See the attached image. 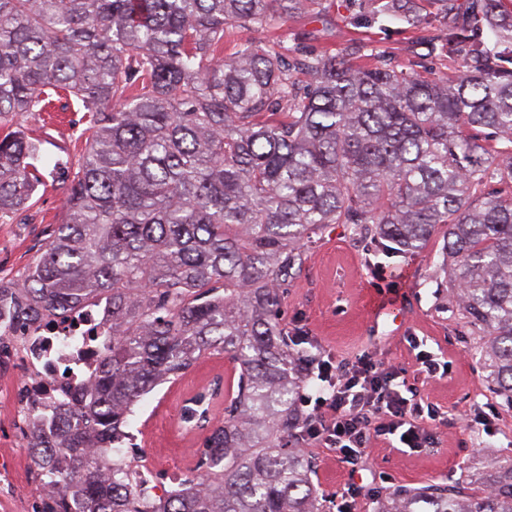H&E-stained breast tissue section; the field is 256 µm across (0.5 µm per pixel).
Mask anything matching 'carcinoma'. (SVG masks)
<instances>
[{"label":"carcinoma","instance_id":"cac0c4a2","mask_svg":"<svg viewBox=\"0 0 512 512\" xmlns=\"http://www.w3.org/2000/svg\"><path fill=\"white\" fill-rule=\"evenodd\" d=\"M321 0H0V223L26 224L45 175L19 119L61 89L83 109V147L45 247L0 278V317L61 320L112 305L99 368L52 432L20 428L31 481L70 495L34 512H322L309 378L282 304L331 224L391 256L443 245L432 277L477 336L512 412V0H425L430 53L452 75L371 67L278 41L235 44ZM458 8V22L443 23ZM384 10L420 17L415 0ZM224 355L238 372L185 401L202 435L195 472L161 495L112 452L141 398ZM112 466L108 485L101 466ZM373 512H512V454L454 484L401 486Z\"/></svg>","mask_w":512,"mask_h":512}]
</instances>
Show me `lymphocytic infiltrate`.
Masks as SVG:
<instances>
[{"mask_svg": "<svg viewBox=\"0 0 512 512\" xmlns=\"http://www.w3.org/2000/svg\"><path fill=\"white\" fill-rule=\"evenodd\" d=\"M315 386L302 401L314 418L302 432L308 448H327L350 463L361 460L372 440L418 452L435 447L432 422L447 424L437 405L394 365L366 352L343 358L322 351L312 372Z\"/></svg>", "mask_w": 512, "mask_h": 512, "instance_id": "obj_1", "label": "lymphocytic infiltrate"}]
</instances>
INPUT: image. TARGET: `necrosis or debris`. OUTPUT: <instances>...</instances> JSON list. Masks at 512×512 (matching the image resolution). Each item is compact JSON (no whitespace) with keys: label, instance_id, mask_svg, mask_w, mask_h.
<instances>
[{"label":"necrosis or debris","instance_id":"4bbe7bcc","mask_svg":"<svg viewBox=\"0 0 512 512\" xmlns=\"http://www.w3.org/2000/svg\"><path fill=\"white\" fill-rule=\"evenodd\" d=\"M112 309L107 302L72 312L65 322H36L17 329L0 320V331L12 336L25 374L21 387L27 409L51 413L54 407L74 402L98 367L99 338L112 326Z\"/></svg>","mask_w":512,"mask_h":512}]
</instances>
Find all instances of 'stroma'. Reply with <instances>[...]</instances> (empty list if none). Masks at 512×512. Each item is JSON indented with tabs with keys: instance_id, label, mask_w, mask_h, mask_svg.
<instances>
[{
	"instance_id": "1",
	"label": "stroma",
	"mask_w": 512,
	"mask_h": 512,
	"mask_svg": "<svg viewBox=\"0 0 512 512\" xmlns=\"http://www.w3.org/2000/svg\"><path fill=\"white\" fill-rule=\"evenodd\" d=\"M326 6V14L319 18L297 15L279 20L277 33L284 46L336 54L367 46L405 69L423 62L437 72L449 70L447 59L428 54L425 39L433 35V28L412 26L394 17L360 27L353 23L354 11L345 0H326ZM24 124L40 135L46 163L68 160L81 147L80 126L45 123L39 112L27 116ZM62 198L61 186L48 183L37 196L31 223L0 224V277L14 275L44 247ZM438 251L432 243L413 256L377 255L353 239L347 225H332L312 247L304 271L290 288L283 303L285 317L311 329L318 348L347 358L373 353L409 373L417 364L407 339L425 338L428 351L451 361L452 367L447 376L420 383L422 395L450 413L476 401L488 402L491 396L477 364L476 339L455 335L456 311L437 306V284L429 275ZM382 278L398 289L408 315L407 322L395 327L375 326L363 311L367 294L375 292ZM217 374L233 377L231 363L207 358L176 383L145 396L135 409L130 431L146 455L147 466L165 487L175 486L195 462L196 441L179 427L181 402ZM21 379L12 363L0 374V462L13 464L16 471L14 481L0 488V512H32L35 497V487L27 480L28 450L16 435ZM437 438V447L406 454L372 442L366 461L355 466L341 462L329 449H311L325 512H336L333 493L350 486L361 489L367 512H372L378 496L399 486L445 484L463 476L466 468L479 467L482 457L512 453V413H500L494 435L480 437L471 429L448 425L439 429Z\"/></svg>"
}]
</instances>
